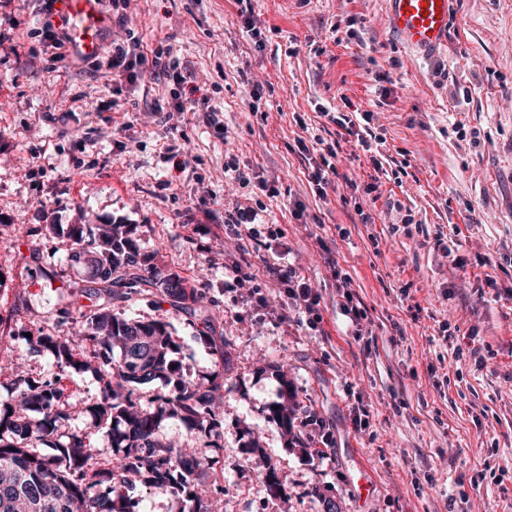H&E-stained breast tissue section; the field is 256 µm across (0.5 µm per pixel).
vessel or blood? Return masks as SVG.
<instances>
[{
  "label": "vessel or blood",
  "mask_w": 512,
  "mask_h": 512,
  "mask_svg": "<svg viewBox=\"0 0 512 512\" xmlns=\"http://www.w3.org/2000/svg\"><path fill=\"white\" fill-rule=\"evenodd\" d=\"M453 0H389V25L402 41L418 51H431L448 43ZM52 19L57 24L81 21L68 33L69 54L92 58L100 54L108 17L103 0H55Z\"/></svg>",
  "instance_id": "1"
}]
</instances>
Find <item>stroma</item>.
Here are the masks:
<instances>
[{
    "label": "stroma",
    "instance_id": "stroma-1",
    "mask_svg": "<svg viewBox=\"0 0 512 512\" xmlns=\"http://www.w3.org/2000/svg\"><path fill=\"white\" fill-rule=\"evenodd\" d=\"M252 6L268 29L260 47L235 0H134L129 28L144 52L169 49L182 78L132 88L93 61L54 60L36 0H0V320L18 331L54 304V292L29 287L20 258L36 250L60 266L68 243L30 227L126 225L157 266L220 312L214 336L231 358L224 448L203 473L224 488L217 512H270L254 476L267 466L286 512H322L328 499L341 512H512V277L486 283L492 268L512 266V0H455L448 45L432 54L389 30L388 0ZM264 82L274 91L252 112L253 86ZM173 98L192 105L178 123L152 114L155 101ZM347 101L373 112L385 170L344 144L340 176L322 197L290 149L295 120L321 129L318 108ZM231 158L274 180L266 220L285 240L225 232V210L250 196L225 175ZM407 215L412 224L394 231ZM284 249L320 297L317 329L280 317L284 296L267 267ZM241 271L255 283L240 282ZM342 274L366 313L357 326L339 305ZM128 313L168 322L187 379L215 372L209 346L163 297ZM17 357L34 378L59 374L47 355L2 340V397L15 390ZM62 377L69 400L99 398L93 371ZM285 379L324 461L273 413ZM487 464L496 477L471 485Z\"/></svg>",
    "mask_w": 512,
    "mask_h": 512
}]
</instances>
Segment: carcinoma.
Here are the masks:
<instances>
[{
    "instance_id": "carcinoma-1",
    "label": "carcinoma",
    "mask_w": 512,
    "mask_h": 512,
    "mask_svg": "<svg viewBox=\"0 0 512 512\" xmlns=\"http://www.w3.org/2000/svg\"><path fill=\"white\" fill-rule=\"evenodd\" d=\"M67 239L65 261L85 275L61 285L51 328L39 326L22 340L47 354L62 372L93 370L100 396L88 407L71 404L63 399L61 379L32 381L16 359L15 383L21 389L0 398V512H140L139 501L128 494L137 480L156 493L179 494L178 512H213L212 494L222 495L224 488L198 480L199 472L214 464L213 457L206 452L187 456L161 444L157 432L164 421L177 418L208 438L205 447L222 448V367L228 354L226 344L214 342L217 312L187 280L150 263L122 224H70ZM157 294L169 298L210 345L221 369L207 384L187 381L174 368L176 348L167 322L126 313L131 303ZM157 380L169 391L142 406L136 390ZM84 413L98 426H112L111 445L121 449L112 466L99 465L87 435L58 439L71 417ZM276 413L293 440L306 445L295 409L280 404ZM44 447L53 453L35 452Z\"/></svg>"
}]
</instances>
